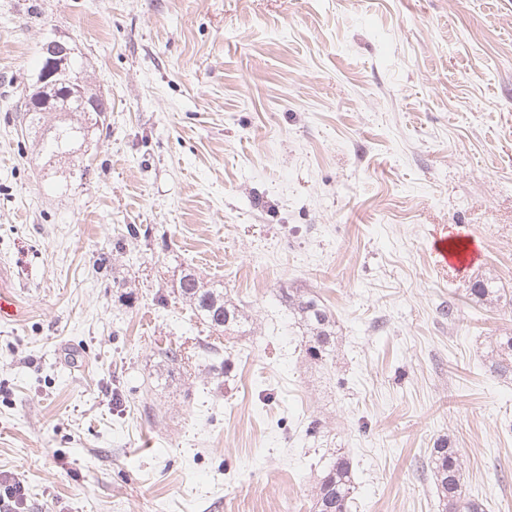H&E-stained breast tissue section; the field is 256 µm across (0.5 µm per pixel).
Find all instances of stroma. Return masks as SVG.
I'll use <instances>...</instances> for the list:
<instances>
[{
    "instance_id": "35a3bbf8",
    "label": "stroma",
    "mask_w": 512,
    "mask_h": 512,
    "mask_svg": "<svg viewBox=\"0 0 512 512\" xmlns=\"http://www.w3.org/2000/svg\"><path fill=\"white\" fill-rule=\"evenodd\" d=\"M50 38L112 104L60 164L22 132ZM443 230L480 259L440 269ZM0 263L22 512H309L339 452L356 512H441L444 435L466 492L512 512V378L484 357L512 306L467 298L512 293V0H0ZM187 270L251 335L193 314ZM286 288L333 315V363ZM503 298L507 300L503 288H494L493 281L488 279H476L471 288H468V299L474 305L486 307L500 305ZM24 314L20 296L15 291L7 288L0 289V320L14 319L17 320ZM281 298L287 303L294 321L303 329L305 357L314 364L326 365L336 357V321L319 298L286 290Z\"/></svg>"
}]
</instances>
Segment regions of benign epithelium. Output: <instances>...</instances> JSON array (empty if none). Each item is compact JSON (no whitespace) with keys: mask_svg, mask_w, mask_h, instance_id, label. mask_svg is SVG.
<instances>
[{"mask_svg":"<svg viewBox=\"0 0 512 512\" xmlns=\"http://www.w3.org/2000/svg\"><path fill=\"white\" fill-rule=\"evenodd\" d=\"M45 67L29 88L32 107L50 106L54 112H94L95 100L77 73L75 50L66 42L51 41L43 46Z\"/></svg>","mask_w":512,"mask_h":512,"instance_id":"7a95c632","label":"benign epithelium"}]
</instances>
